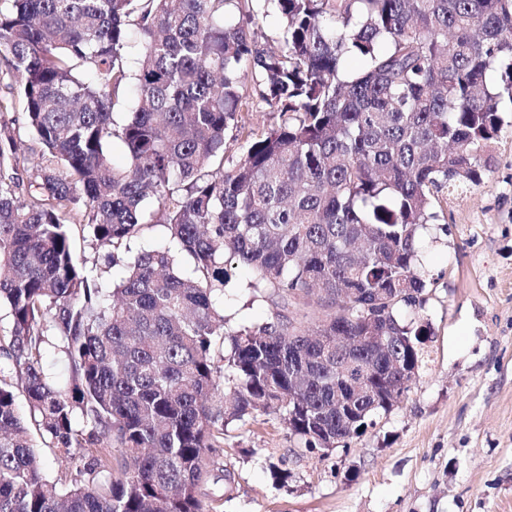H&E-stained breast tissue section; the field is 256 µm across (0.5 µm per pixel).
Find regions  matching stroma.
Instances as JSON below:
<instances>
[{"mask_svg":"<svg viewBox=\"0 0 512 512\" xmlns=\"http://www.w3.org/2000/svg\"><path fill=\"white\" fill-rule=\"evenodd\" d=\"M0 118L37 148L1 58ZM483 159L481 184L440 192L439 219L420 239L427 287L421 305L402 311L431 328L416 383L326 456L301 448L276 413L231 431L206 460L203 491L220 500L219 512H512V123ZM249 280L238 267L227 314L273 319L278 307L253 300ZM38 452L63 486L89 481L91 449L66 462L56 449ZM271 461L290 471L286 485L273 482Z\"/></svg>","mask_w":512,"mask_h":512,"instance_id":"stroma-1","label":"stroma"}]
</instances>
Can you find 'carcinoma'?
<instances>
[{
  "label": "carcinoma",
  "instance_id": "carcinoma-1",
  "mask_svg": "<svg viewBox=\"0 0 512 512\" xmlns=\"http://www.w3.org/2000/svg\"><path fill=\"white\" fill-rule=\"evenodd\" d=\"M253 2L0 0V54L41 145L36 161L0 122V512H214L205 458L231 423L275 409L321 451L417 378L430 328L400 316L427 286L417 239L438 220L435 192L481 183L512 112V0H265L283 22L276 49ZM265 110L279 121L246 129L243 113ZM233 130L243 154L226 167ZM21 169L34 173L22 193ZM155 223L172 246L137 253L110 288L73 256L76 230L116 263ZM235 262L272 300L339 308L318 319L324 336L388 337L375 358H341L405 371L342 424L336 353L312 362L285 315L229 325ZM34 435L65 459L95 449L108 477L60 489Z\"/></svg>",
  "mask_w": 512,
  "mask_h": 512
}]
</instances>
